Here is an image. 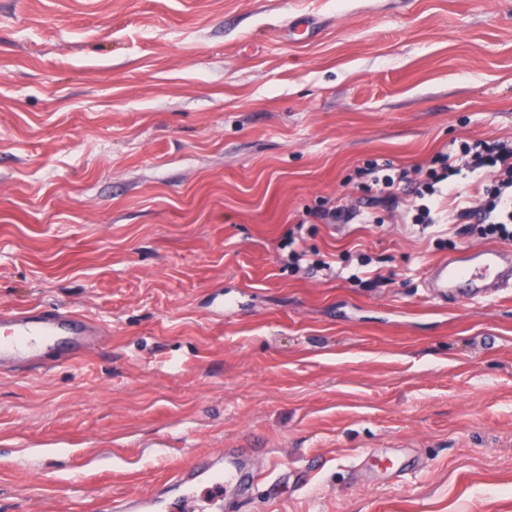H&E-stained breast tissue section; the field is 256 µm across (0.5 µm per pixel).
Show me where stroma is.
I'll return each mask as SVG.
<instances>
[{
    "instance_id": "35a3bbf8",
    "label": "stroma",
    "mask_w": 512,
    "mask_h": 512,
    "mask_svg": "<svg viewBox=\"0 0 512 512\" xmlns=\"http://www.w3.org/2000/svg\"><path fill=\"white\" fill-rule=\"evenodd\" d=\"M476 138L512 140V0H0V309L107 329L0 372V512L227 448L261 479L221 512H512V289L430 298L483 238L356 176Z\"/></svg>"
}]
</instances>
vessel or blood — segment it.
<instances>
[{
  "mask_svg": "<svg viewBox=\"0 0 512 512\" xmlns=\"http://www.w3.org/2000/svg\"><path fill=\"white\" fill-rule=\"evenodd\" d=\"M434 298L471 297L488 299L512 288V247L482 245L441 258L431 264L426 278ZM104 328L89 316L62 307L29 305L0 309V369L12 367L24 373L45 375L76 362ZM209 459L197 460L183 470L177 483L181 495L172 501L146 493L125 502L126 512H210L228 485L246 487L256 475L253 470L227 460L224 472L212 476Z\"/></svg>",
  "mask_w": 512,
  "mask_h": 512,
  "instance_id": "obj_1",
  "label": "vessel or blood"
}]
</instances>
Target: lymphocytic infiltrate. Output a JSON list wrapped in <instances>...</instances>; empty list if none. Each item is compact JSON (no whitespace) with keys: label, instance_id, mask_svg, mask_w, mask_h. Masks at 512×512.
<instances>
[{"label":"lymphocytic infiltrate","instance_id":"1","mask_svg":"<svg viewBox=\"0 0 512 512\" xmlns=\"http://www.w3.org/2000/svg\"><path fill=\"white\" fill-rule=\"evenodd\" d=\"M360 186L376 189L388 195H397L408 182L406 170L391 163L371 162L358 170ZM494 177L495 190L480 202L459 199L456 205L458 219H478L484 238L512 241V142L504 140H463L458 145L438 152L426 172V178L417 188L420 204L412 217L413 223H435L438 200L453 196L455 183L460 178L480 179Z\"/></svg>","mask_w":512,"mask_h":512}]
</instances>
